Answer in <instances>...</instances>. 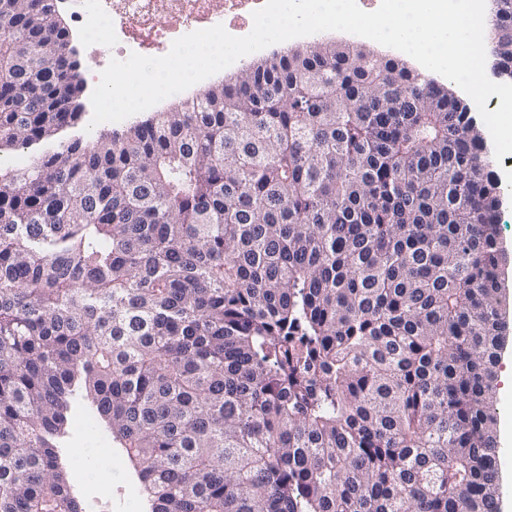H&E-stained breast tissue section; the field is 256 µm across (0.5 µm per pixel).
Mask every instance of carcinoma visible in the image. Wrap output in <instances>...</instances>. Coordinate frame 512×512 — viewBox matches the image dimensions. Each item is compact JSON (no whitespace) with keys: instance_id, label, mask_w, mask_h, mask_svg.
Wrapping results in <instances>:
<instances>
[{"instance_id":"carcinoma-1","label":"carcinoma","mask_w":512,"mask_h":512,"mask_svg":"<svg viewBox=\"0 0 512 512\" xmlns=\"http://www.w3.org/2000/svg\"><path fill=\"white\" fill-rule=\"evenodd\" d=\"M512 0L486 42L512 70ZM57 0H0V512H82L70 402L151 512H500L501 188L467 105L318 40L90 142Z\"/></svg>"}]
</instances>
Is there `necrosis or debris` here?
I'll return each instance as SVG.
<instances>
[{
	"label": "necrosis or debris",
	"mask_w": 512,
	"mask_h": 512,
	"mask_svg": "<svg viewBox=\"0 0 512 512\" xmlns=\"http://www.w3.org/2000/svg\"><path fill=\"white\" fill-rule=\"evenodd\" d=\"M83 32L96 35L93 72L103 71L111 59L124 60L138 53L159 57L172 42L190 32L217 24L232 35L244 36L253 28L252 13L265 0H64ZM179 28H169L165 17Z\"/></svg>",
	"instance_id": "necrosis-or-debris-1"
}]
</instances>
